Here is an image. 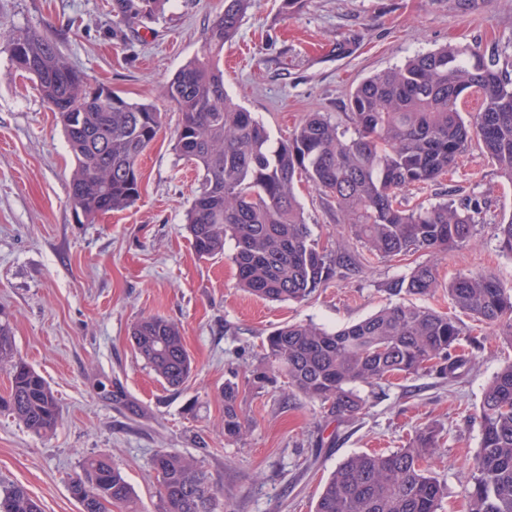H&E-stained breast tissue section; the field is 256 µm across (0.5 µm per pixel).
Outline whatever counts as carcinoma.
Returning a JSON list of instances; mask_svg holds the SVG:
<instances>
[{"mask_svg": "<svg viewBox=\"0 0 512 512\" xmlns=\"http://www.w3.org/2000/svg\"><path fill=\"white\" fill-rule=\"evenodd\" d=\"M167 0H112V12L129 24L155 17ZM252 0H224L202 52L163 87L178 112L174 150L196 171L186 212V231L196 254H224L234 242L238 281L252 295L300 302L329 280L359 268L344 247L332 256L318 246L295 195L306 179L335 204L357 243L367 252L395 259L410 253H441L478 243L487 202L409 205L405 192L421 190L448 174L472 146H479L512 182V65L478 45H449L418 54L400 66L365 79L351 94L353 132L319 112L308 114L288 139L273 143L253 113L224 88L220 57L237 34ZM10 55L29 74L59 114L76 161L70 202L86 224L122 211L140 197L138 160L163 128L165 113L91 85L61 50L36 31L13 32ZM474 100L477 112L462 118ZM500 250L512 257V215L495 225ZM443 287L433 263L416 266L392 281L389 294L431 297ZM459 312L491 326L512 345V286L486 273L459 275L448 283ZM466 332L457 318L416 304L396 302L338 330L291 324L266 338L264 383L277 375L306 397L326 405L338 419L357 414L360 382L435 372L453 378L468 368L462 353ZM131 341L168 387L177 390L192 374L181 331L151 315L131 329ZM0 362L10 385L0 411L33 433L55 431L59 402L44 377L17 357L8 315L0 310ZM239 387L224 384V440L241 438L245 421ZM481 440L469 477L468 512H512V363L484 388L479 406ZM441 430L417 427L410 442L391 452L361 453L341 463L323 487L316 512H440L447 488L423 468L439 445ZM160 490L158 512H216L218 488L193 456L164 450L152 459ZM80 512H112L133 502L119 468L90 457L70 482ZM0 512H42L25 487L3 490Z\"/></svg>", "mask_w": 512, "mask_h": 512, "instance_id": "cac0c4a2", "label": "carcinoma"}]
</instances>
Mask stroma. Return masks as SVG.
Listing matches in <instances>:
<instances>
[{
	"label": "stroma",
	"mask_w": 512,
	"mask_h": 512,
	"mask_svg": "<svg viewBox=\"0 0 512 512\" xmlns=\"http://www.w3.org/2000/svg\"><path fill=\"white\" fill-rule=\"evenodd\" d=\"M253 0L224 48V87L287 139L305 113L350 123L348 100L367 77L450 44H480L512 59V0H477L472 13L452 0ZM224 0H167L152 20L128 26L112 0H0V22L47 35L91 84L132 102L159 103L162 85L199 54ZM177 112L166 115L139 162L141 194L127 210L79 223L69 200L74 157L56 115L10 60L0 38V308L11 315L18 354L41 373L62 418L39 436L0 412V485L19 484L42 512H79L69 492L86 457L106 456L134 493L132 507L155 512L160 450L197 457L219 489L217 512H315L318 497L348 457L403 447L425 421L444 439L429 468L448 488L441 512H467L469 474L483 389L512 347L468 316L476 338L472 369L456 379L422 373L393 384H358V415L336 420L320 403L289 389L285 377L258 388L268 334L290 323L340 329L391 301V281L420 255L369 257L359 272L334 279L295 303L255 298L239 287L230 256L198 258L185 229L195 173L173 149ZM298 200L314 239L335 249L352 239L334 205L307 182ZM488 198L479 243L434 255L444 280L483 272L512 284L495 226L512 214V184L473 151L418 198L430 206ZM177 323L193 361L178 390L164 385L134 350L139 319ZM238 382L243 439L224 438V384Z\"/></svg>",
	"instance_id": "35a3bbf8"
}]
</instances>
